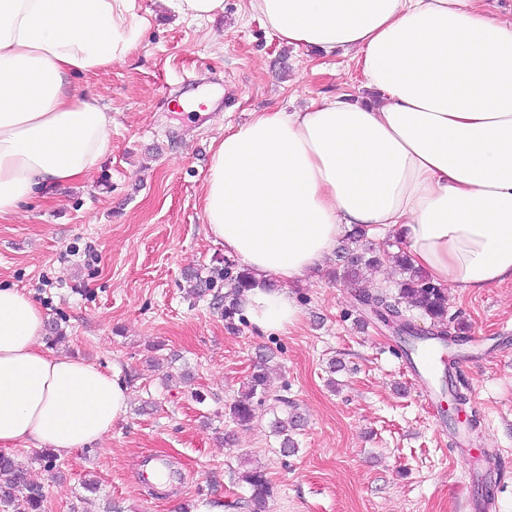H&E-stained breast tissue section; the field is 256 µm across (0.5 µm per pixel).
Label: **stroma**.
<instances>
[{
  "mask_svg": "<svg viewBox=\"0 0 512 512\" xmlns=\"http://www.w3.org/2000/svg\"><path fill=\"white\" fill-rule=\"evenodd\" d=\"M142 39L124 61L77 85L112 114L108 149L90 176L48 203L0 222V284L29 293L46 328L66 339L45 349L116 374L128 409L103 442L47 467L35 448L8 454L44 494L45 512H179L200 500L245 512L241 459L274 487L267 512H466L482 482L449 452L445 417L420 396L399 340L357 300L393 289L390 262L358 284L320 273L292 285L302 321L279 336L247 320L224 322V247L206 234L201 201L212 145L251 113L302 109L353 93L363 76L351 55L324 58L271 35L245 0L197 26L163 0H140ZM219 93L213 112L178 107L191 91ZM448 328L465 344L454 380L479 426L481 468L512 462V283L479 294L448 289ZM274 359L271 392L307 420L295 455H281L269 405L237 425L228 407L261 355ZM340 361V371L330 369ZM166 490L142 477L155 461Z\"/></svg>",
  "mask_w": 512,
  "mask_h": 512,
  "instance_id": "1",
  "label": "stroma"
}]
</instances>
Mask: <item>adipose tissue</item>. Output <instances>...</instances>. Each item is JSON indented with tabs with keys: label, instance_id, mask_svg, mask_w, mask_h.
<instances>
[{
	"label": "adipose tissue",
	"instance_id": "adipose-tissue-1",
	"mask_svg": "<svg viewBox=\"0 0 512 512\" xmlns=\"http://www.w3.org/2000/svg\"><path fill=\"white\" fill-rule=\"evenodd\" d=\"M280 42L353 53L365 96L252 113L215 140L206 232L249 270L261 335L298 324L289 286L347 231H394L415 268L462 292L512 282V20L485 0H248ZM138 0H0V221L84 181L112 115L71 79L125 60ZM45 319L0 285V446L64 457L102 442L127 407L120 379L45 350Z\"/></svg>",
	"mask_w": 512,
	"mask_h": 512
}]
</instances>
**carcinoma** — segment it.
<instances>
[{
  "label": "carcinoma",
  "instance_id": "obj_1",
  "mask_svg": "<svg viewBox=\"0 0 512 512\" xmlns=\"http://www.w3.org/2000/svg\"><path fill=\"white\" fill-rule=\"evenodd\" d=\"M338 258L343 261L344 276L353 279L363 265H372L380 262L381 257L375 250L368 248L362 251L354 250L348 246L340 250ZM401 270L402 278L397 283L396 293L361 292V297L374 301V304L386 308L394 314L401 323V331L405 334L402 340L403 351L411 356L418 349L421 342L427 340L425 336L410 334L411 325L415 323V315L430 320L438 333L433 339L444 344L448 342H461L462 336L451 335L448 325V298L443 288L434 284L422 272L415 269L405 254L396 257ZM224 279L228 281L231 291L225 295L224 322L226 327L235 329V319L239 315L238 296L251 286V275L247 269H234L229 263L224 267ZM267 367L262 363L253 368L244 390L229 406L231 418L238 424L251 422L254 416L255 405L271 399L280 404V415L272 421V431L280 439L281 452L293 454L296 443L292 434L300 429L303 418L290 405L288 398L277 396L270 398L267 388ZM242 481L250 489L246 500L248 512H266L267 502L273 495V486L267 474L260 468L245 470L241 475ZM44 495L42 491L27 484L24 470L15 460L5 454H0V512H43Z\"/></svg>",
  "mask_w": 512,
  "mask_h": 512
}]
</instances>
